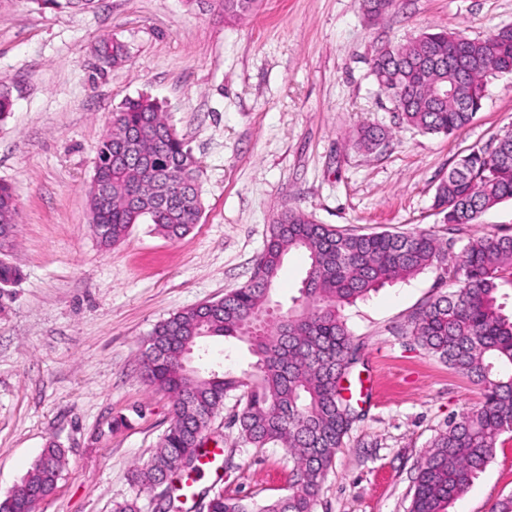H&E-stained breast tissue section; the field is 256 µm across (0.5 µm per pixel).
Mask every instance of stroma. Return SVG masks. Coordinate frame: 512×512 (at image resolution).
<instances>
[{"label":"stroma","instance_id":"35a3bbf8","mask_svg":"<svg viewBox=\"0 0 512 512\" xmlns=\"http://www.w3.org/2000/svg\"><path fill=\"white\" fill-rule=\"evenodd\" d=\"M512 25V0H397L372 19L361 0H260L242 21L184 0H95L86 10L0 0V182L18 223L0 259L22 278L0 292V496L19 484L48 441L66 453L62 479L39 512H113L134 499L152 512L131 470L170 420L168 394L139 369L142 342L171 314L220 299L251 277L277 214L367 234L426 230L458 264L469 241L512 235V200L448 229L433 207L439 182L469 150L512 131V75L488 78L470 125L427 134L402 123L371 73L384 45L445 29L482 38ZM126 44L98 72L103 36ZM148 93L197 158L202 216L173 241L135 225L111 248L90 228L87 189L113 112ZM389 137L367 153L364 125ZM451 284L446 267L386 284L342 315L360 346L348 382L359 418L336 452L315 512H407L416 463L449 421L483 401L480 384L419 346L408 319ZM199 370L220 362L253 373L246 343L208 339ZM232 393L211 422L220 454L196 485L248 501L287 496L286 448L241 442ZM512 497V433L449 512H492Z\"/></svg>","mask_w":512,"mask_h":512}]
</instances>
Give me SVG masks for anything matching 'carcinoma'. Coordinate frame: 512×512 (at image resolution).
<instances>
[{
    "label": "carcinoma",
    "mask_w": 512,
    "mask_h": 512,
    "mask_svg": "<svg viewBox=\"0 0 512 512\" xmlns=\"http://www.w3.org/2000/svg\"><path fill=\"white\" fill-rule=\"evenodd\" d=\"M229 19H244L258 0H213ZM396 0H362L370 17L395 9ZM104 64L126 61L124 43L103 37L97 46ZM512 69V31L497 28L471 39L445 30L380 49L372 72L402 122L423 133L451 134L467 127L481 109L492 68ZM386 132L367 126L354 145L376 149ZM198 161L168 122L162 105L148 95L129 99L112 117L97 149L88 187L91 228L109 248L135 224L148 223L171 240L183 238L202 214ZM512 200V132L463 156L435 190L433 206L450 227L473 224L488 209ZM12 187L0 183V226L17 222ZM308 253L310 266L294 306L273 312L272 290L285 256ZM447 250L432 234L342 232L317 224L297 208L283 209L250 279L224 297L182 310L157 323L144 341L143 379L171 397L170 423L157 449L131 472L139 489L170 482L164 512H185L188 501L206 499V512H315L321 483L336 450L358 416L340 380L358 363L354 342L340 311L377 291L445 264ZM21 271L0 261V288ZM512 280V236L469 242L454 268L452 287L412 315L407 332L424 349L483 385L484 401L462 413L431 441L417 463L408 512H447L472 478L494 458L500 437L512 432V316L497 303L499 285ZM233 337L257 356V378L219 370L202 376L189 365L203 339ZM241 392V439L262 448L281 444L294 463L288 496L262 503L196 492L179 482L200 471L211 418L231 392ZM65 452L49 442L27 476L0 499V512H16L55 490Z\"/></svg>",
    "instance_id": "1"
}]
</instances>
